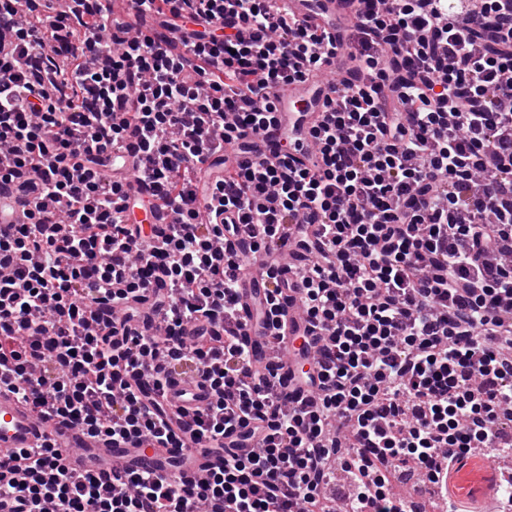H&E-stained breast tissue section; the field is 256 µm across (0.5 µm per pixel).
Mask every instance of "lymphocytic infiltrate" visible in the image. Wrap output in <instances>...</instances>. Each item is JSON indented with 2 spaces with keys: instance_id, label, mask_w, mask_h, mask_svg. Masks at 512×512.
I'll return each instance as SVG.
<instances>
[{
  "instance_id": "obj_1",
  "label": "lymphocytic infiltrate",
  "mask_w": 512,
  "mask_h": 512,
  "mask_svg": "<svg viewBox=\"0 0 512 512\" xmlns=\"http://www.w3.org/2000/svg\"><path fill=\"white\" fill-rule=\"evenodd\" d=\"M323 27L273 0H0V385L48 420L152 448L195 436L198 485L72 472L53 444L0 458L12 512H406L398 463L436 481L512 451V0H352ZM336 64L302 161L255 156L277 94ZM173 213L161 234L112 149ZM238 146L239 156L225 155ZM305 334L290 386L258 367L237 307V242L263 251L260 325L292 283ZM191 370L208 400L178 406ZM16 189L15 181L0 182V224H20L25 220L23 203ZM4 204H9L11 209L4 211Z\"/></svg>"
}]
</instances>
